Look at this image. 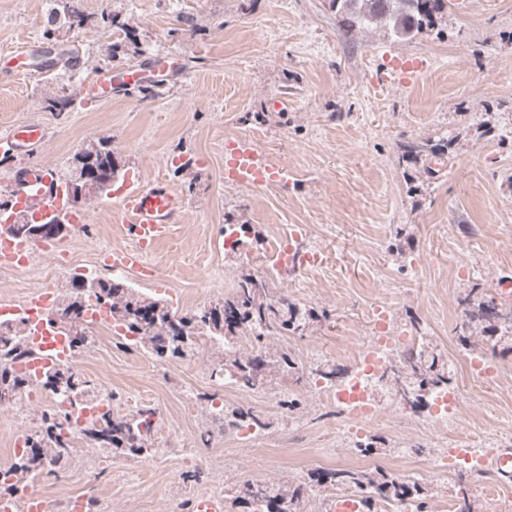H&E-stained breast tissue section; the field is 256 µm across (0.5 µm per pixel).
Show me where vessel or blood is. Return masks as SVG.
Segmentation results:
<instances>
[{"label":"vessel or blood","mask_w":512,"mask_h":512,"mask_svg":"<svg viewBox=\"0 0 512 512\" xmlns=\"http://www.w3.org/2000/svg\"><path fill=\"white\" fill-rule=\"evenodd\" d=\"M230 173L243 184L257 185L267 172V158L249 145L235 149L226 163ZM19 201L33 200L43 216L68 218L65 185L61 176L49 167L33 170L18 196ZM122 218L129 224L136 246L131 250H116L107 258L108 264L129 272L141 270L147 254L166 238L184 212V200L174 189L148 186L139 181H127L119 202ZM32 250L28 243L11 238L0 239V265L11 267L29 262ZM456 457L470 462L475 471H491L512 478V448H503L489 455L471 453L470 449H455ZM370 506L352 494L336 496L327 512H369Z\"/></svg>","instance_id":"b4317fda"}]
</instances>
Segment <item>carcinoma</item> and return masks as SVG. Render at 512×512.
<instances>
[{"label":"carcinoma","mask_w":512,"mask_h":512,"mask_svg":"<svg viewBox=\"0 0 512 512\" xmlns=\"http://www.w3.org/2000/svg\"><path fill=\"white\" fill-rule=\"evenodd\" d=\"M43 39L59 43L57 32L69 30L110 29L123 33V38L111 43L108 54L112 59L129 60L144 54L139 47L136 33L119 12L103 10L99 14L86 12L81 0H51ZM329 8L349 30L381 28L396 39H410L438 26L448 12V0H329ZM79 54L71 49L56 52L51 64L41 68L45 73L60 76L78 69ZM80 101L77 93L61 82L56 92L43 99L47 112H65L75 108ZM451 143H433L413 140L402 148V159L416 171L431 178L438 173L434 165L447 157ZM92 161L103 173L105 184L87 189L82 197L103 192L117 176L119 163L108 140L90 139L82 143L74 157ZM463 307L464 326L479 327L487 333L501 336L512 334V307H505L483 288H473L459 299ZM105 308L116 326L137 336V343L158 358L183 357L197 346L201 336L222 337L232 341L243 330H253L255 339L279 336L283 333L303 335L310 321L318 317L315 309L303 308L290 301L288 296H276L267 280L259 275L245 274L237 282L231 296L222 299L223 311L214 316L208 307L180 314L171 306L127 287L111 278L97 279V288L90 294L78 291L76 280H71L57 303L58 320L64 325L77 323L84 334L91 337L87 313L90 307ZM32 347L26 340V330L17 323L7 329L0 326V404L11 402L30 387L46 388L52 378L26 376L16 373V364L26 361ZM270 361L258 353L231 360L235 382L247 389L261 385ZM404 372L410 381L425 386L446 385L447 371L438 368L436 359H427L425 350L413 348L404 355ZM155 410L144 408L129 419L111 411L90 419L81 430L85 441L98 448H110L128 457L141 458L152 447L151 432ZM69 420L64 412L52 410L42 415L40 425L29 431L24 455L6 468H0V490L10 492L16 484L29 476H37L45 467L66 461L73 450V443L63 434ZM224 428L252 426L262 428V419L245 407L234 408L223 414ZM310 483L329 484L338 489L352 490L370 502L377 499L410 504L415 512H422L420 485L389 478L381 472L345 468L318 471L310 476ZM307 494V485H284L268 481H245L232 506L251 505L249 512H297V507Z\"/></svg>","instance_id":"1"}]
</instances>
